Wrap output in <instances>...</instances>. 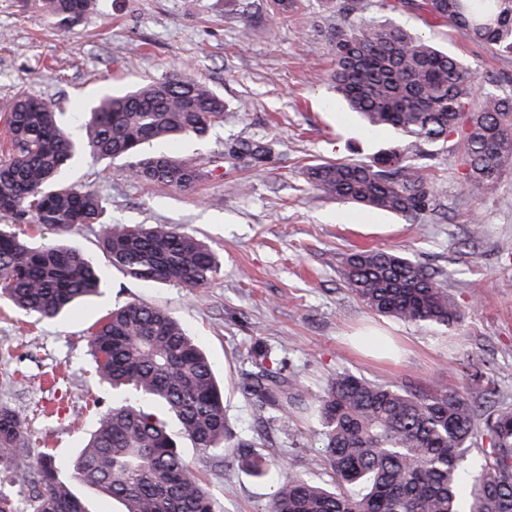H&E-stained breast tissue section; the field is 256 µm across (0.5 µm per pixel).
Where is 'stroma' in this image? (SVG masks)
Wrapping results in <instances>:
<instances>
[{"label":"stroma","instance_id":"stroma-1","mask_svg":"<svg viewBox=\"0 0 512 512\" xmlns=\"http://www.w3.org/2000/svg\"><path fill=\"white\" fill-rule=\"evenodd\" d=\"M359 3L356 19L403 27L476 70L512 75V57L447 25L426 24L420 12L393 10L382 0ZM338 21L321 0H296L285 22L272 20L263 0H251L246 11L228 0H97L63 31L25 0H0V113L25 91L74 126L99 95L186 67L228 105L208 139L186 138L174 148L207 172L193 190L129 180L120 161L87 154L68 169V181L105 198L108 221L178 226L216 251L219 268L195 290L135 281L109 268L99 296L54 320L0 299V403L26 415L37 445L67 460L111 407V391L94 375L91 327L133 300L166 308L209 357L233 440L286 459L292 472L327 486L326 472L307 470L317 422L302 414L285 424L261 420L243 394L253 350L265 351L269 369L290 372L315 395L339 371L416 390L462 388L470 367L483 364L498 395L512 402V174L493 193L471 194L457 140L449 138L429 169L447 189V211L417 220L326 198L305 181L304 167L314 160L369 161L399 141L387 128L368 131L323 83L328 32ZM237 137L267 142L271 164H224V144ZM475 216L483 226L477 237ZM20 230L38 244L64 239L106 266L96 228ZM378 248L443 272L460 322L417 326L367 308L340 271L347 253ZM364 336L388 337L392 353L362 348ZM178 444L185 460L203 470L218 512H264L269 482L228 466L225 456L202 458L188 439Z\"/></svg>","mask_w":512,"mask_h":512}]
</instances>
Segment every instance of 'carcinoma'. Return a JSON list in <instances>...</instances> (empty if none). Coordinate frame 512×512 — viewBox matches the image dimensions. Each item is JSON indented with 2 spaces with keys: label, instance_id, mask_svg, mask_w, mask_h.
<instances>
[{
  "label": "carcinoma",
  "instance_id": "1",
  "mask_svg": "<svg viewBox=\"0 0 512 512\" xmlns=\"http://www.w3.org/2000/svg\"><path fill=\"white\" fill-rule=\"evenodd\" d=\"M67 27L95 0H34ZM285 21L294 0H267ZM468 39L512 57V0H397ZM334 64L326 82L337 101L370 127L390 128L404 143L369 162L314 161L308 183L325 196L416 219L444 209L442 184L426 173L423 147L458 139L467 188L491 191L512 171V88L491 73L478 77L430 40L379 22H350L330 33ZM224 98L186 71L120 95L105 94L75 130L61 113L26 93L4 113L8 146L0 156V297L40 318H55L102 293L106 273L65 243L33 245L16 224L58 231L98 226V246L112 268L144 282L184 288L208 285L218 270L214 251L196 236L165 224L104 220L96 191L59 176L88 152L125 160L127 178L187 190L205 171L194 158L164 147L205 138L224 118ZM269 144L233 139L224 160L253 167L271 162ZM346 287L376 313L407 323L450 327L461 314L440 273L391 250L349 253ZM90 349L100 384L118 392L99 426L67 463L32 446L26 418L0 404V471L21 479L28 512H89L77 486L120 501L124 512H215L210 488L182 457L169 421L206 458L230 435L222 393L209 359L165 309L133 301L96 322ZM242 392L261 419L288 422L310 406L293 375L261 365ZM319 448L309 466L331 473L328 490L287 463L271 461L240 441L228 463L273 479L267 512H512V403L499 399L493 376L478 370L472 387L412 391L338 372L316 398ZM480 474L470 483L461 460L476 445Z\"/></svg>",
  "mask_w": 512,
  "mask_h": 512
}]
</instances>
